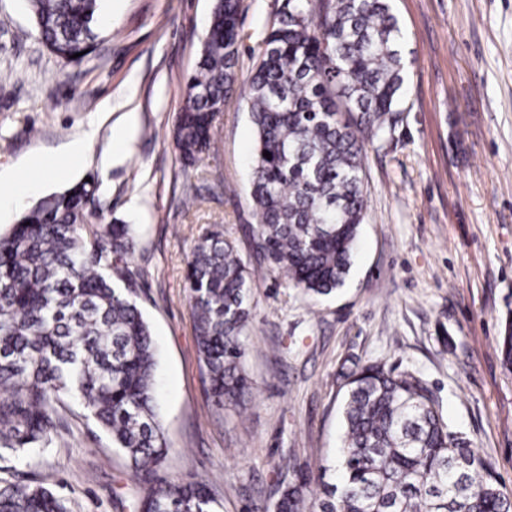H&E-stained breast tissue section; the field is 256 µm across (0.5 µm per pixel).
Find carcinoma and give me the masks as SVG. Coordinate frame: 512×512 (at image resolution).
Returning a JSON list of instances; mask_svg holds the SVG:
<instances>
[{
  "label": "carcinoma",
  "instance_id": "obj_1",
  "mask_svg": "<svg viewBox=\"0 0 512 512\" xmlns=\"http://www.w3.org/2000/svg\"><path fill=\"white\" fill-rule=\"evenodd\" d=\"M28 2L52 54L80 62L91 53L97 0ZM239 13L240 0H214L172 131L186 172L209 156L214 113L241 90ZM404 42L390 0H282L261 40L247 90L257 135L253 246L313 296L332 294L350 273L367 211V151L395 126L407 89ZM104 210L98 182L84 180L40 199L0 235V459L51 447L70 402L135 474L150 477L169 448L155 403L156 349L125 285L134 229L102 223ZM87 224L97 225L94 235ZM252 276L221 231L192 248L189 305L219 405L247 388ZM340 376V477H318L320 512H512L483 450L450 427L420 377L382 362H354ZM303 502L302 486L289 484L274 512H302ZM0 512L68 509L47 487L0 481ZM137 512H219V504L202 483L161 479Z\"/></svg>",
  "mask_w": 512,
  "mask_h": 512
}]
</instances>
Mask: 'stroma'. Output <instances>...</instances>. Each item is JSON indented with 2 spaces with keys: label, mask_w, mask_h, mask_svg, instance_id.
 Returning <instances> with one entry per match:
<instances>
[{
  "label": "stroma",
  "mask_w": 512,
  "mask_h": 512,
  "mask_svg": "<svg viewBox=\"0 0 512 512\" xmlns=\"http://www.w3.org/2000/svg\"><path fill=\"white\" fill-rule=\"evenodd\" d=\"M282 0H241L248 78ZM214 0H99L96 47L61 65L40 43L27 0H0V178L30 184L0 212L94 177L113 218L134 227L135 299L158 349L157 410L168 480L205 483L220 512L273 506L287 483L333 465L341 444L340 381L348 359L383 361L427 383L452 429L482 448L512 494V0H393L411 62L399 120L369 148L368 200L345 285L314 298L259 264L243 340L248 389L216 405L199 358L187 292L190 250L222 229L253 260L248 191L256 132L245 95L219 116L213 156L182 171L172 143ZM131 123L123 144L112 127ZM84 157L65 149L89 128ZM201 199L182 206L185 182ZM53 447L0 479L54 491L68 512H134L149 483L83 410L64 413Z\"/></svg>",
  "instance_id": "obj_1"
}]
</instances>
